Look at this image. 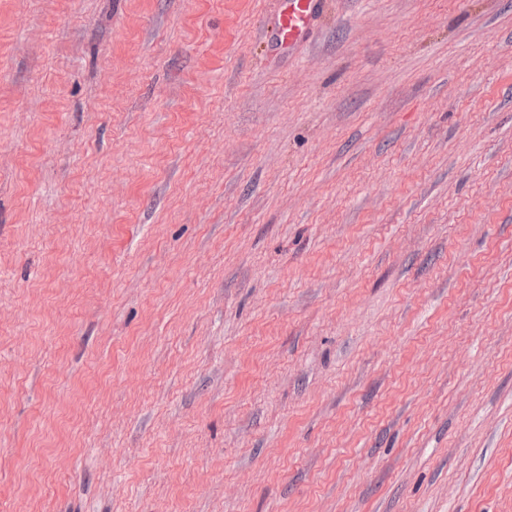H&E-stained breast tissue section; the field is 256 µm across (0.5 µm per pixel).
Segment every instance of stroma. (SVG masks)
I'll return each mask as SVG.
<instances>
[{
	"label": "stroma",
	"mask_w": 512,
	"mask_h": 512,
	"mask_svg": "<svg viewBox=\"0 0 512 512\" xmlns=\"http://www.w3.org/2000/svg\"><path fill=\"white\" fill-rule=\"evenodd\" d=\"M0 0V512H512V0ZM280 10L271 22V34L288 49L307 40L326 7V0H279Z\"/></svg>",
	"instance_id": "35a3bbf8"
}]
</instances>
